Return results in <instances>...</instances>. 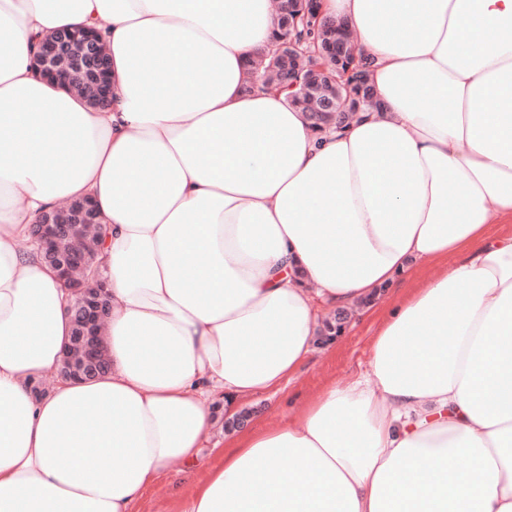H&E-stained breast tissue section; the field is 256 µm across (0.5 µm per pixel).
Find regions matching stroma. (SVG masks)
<instances>
[{
	"instance_id": "35a3bbf8",
	"label": "stroma",
	"mask_w": 512,
	"mask_h": 512,
	"mask_svg": "<svg viewBox=\"0 0 512 512\" xmlns=\"http://www.w3.org/2000/svg\"><path fill=\"white\" fill-rule=\"evenodd\" d=\"M436 270L434 264H422L410 277L384 289L369 315L354 312L341 342L328 351H316L299 375L276 395L265 394L251 400L255 415L253 427H274L296 417L307 403L326 387L356 378L367 365L373 335L387 307L420 287ZM186 490L182 465L175 464L146 489L134 512H172Z\"/></svg>"
}]
</instances>
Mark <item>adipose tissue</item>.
<instances>
[{
	"instance_id": "ef3b65f1",
	"label": "adipose tissue",
	"mask_w": 512,
	"mask_h": 512,
	"mask_svg": "<svg viewBox=\"0 0 512 512\" xmlns=\"http://www.w3.org/2000/svg\"><path fill=\"white\" fill-rule=\"evenodd\" d=\"M378 107L315 133L245 91L272 0H0V512H133L171 464L173 512H512V0H318ZM101 30L112 105L40 79V39ZM91 199L111 371L56 373L68 297L27 243ZM442 261L378 327L368 368L298 417L233 429L316 348L328 309ZM467 467H458V460ZM218 413L219 418H217V422L215 423L213 432L208 439V442H206L204 448H202L201 455L203 457V461L201 464V468L199 472H202L204 467H206L208 464H212L217 461L218 459V449H214V445L217 442H221L224 440V428L227 426L224 425V420H221L222 413Z\"/></svg>"
}]
</instances>
